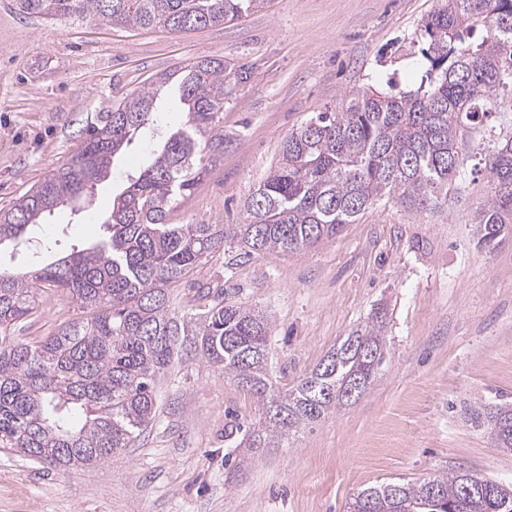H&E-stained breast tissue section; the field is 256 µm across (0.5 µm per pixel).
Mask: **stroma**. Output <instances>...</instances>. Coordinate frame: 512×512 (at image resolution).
<instances>
[{"instance_id": "35a3bbf8", "label": "stroma", "mask_w": 512, "mask_h": 512, "mask_svg": "<svg viewBox=\"0 0 512 512\" xmlns=\"http://www.w3.org/2000/svg\"><path fill=\"white\" fill-rule=\"evenodd\" d=\"M436 0H264L224 25L171 33L79 19L20 15L0 0V207L77 154L85 130L131 91L197 59L247 65L249 80L224 107V159L175 216L186 224H237L241 206L274 167L285 136L353 95L416 77V33ZM161 121L117 154L109 176L76 207L41 225L14 267L27 270L96 244L98 222L127 177L152 161L167 130L184 121L177 93L158 102ZM512 110L468 137L467 175L440 207L396 202L295 254L215 255L176 288L183 310L208 307L223 284L273 326L269 376L290 389L377 308L387 310L388 354L355 403L301 431L284 448L224 465V431L251 423L260 406L223 370L190 358L160 385L151 427L106 462L60 474L0 448V512H347L363 489L468 470L512 483V453L495 448L472 409L512 400V231L494 247L472 224L487 193L484 159ZM55 294L17 334L47 332L80 316Z\"/></svg>"}]
</instances>
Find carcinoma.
Wrapping results in <instances>:
<instances>
[{"label": "carcinoma", "mask_w": 512, "mask_h": 512, "mask_svg": "<svg viewBox=\"0 0 512 512\" xmlns=\"http://www.w3.org/2000/svg\"><path fill=\"white\" fill-rule=\"evenodd\" d=\"M14 2L19 14L45 20L76 16L181 32L232 22L263 0ZM420 38L418 86L390 78L345 111L319 112L289 133L277 165L243 202L240 224L172 220L176 201L224 157V105L248 79V68L218 58L190 62L128 94L88 129L79 154L0 208V246L27 243L55 210L106 178L134 135L156 125L157 100L177 80L186 121L112 199L101 219L108 237L26 271L0 263V448L63 473L98 465L147 430L161 381L185 356L223 369L263 403L258 422L224 432L230 467L244 464L238 448H278L345 405L347 383L357 379L367 389L386 354L380 310L281 394L269 382L273 327L264 313L210 288L205 311L181 315L173 295L228 244L243 259L300 252L384 199L423 208L441 198L463 172L464 136L489 127L498 97L512 95V0H439ZM485 169L488 192L475 224L479 243L489 246L512 224V134L497 139ZM51 290L85 314L45 336H14ZM472 420L512 452V401L489 403ZM348 512H512V486L458 471L367 488Z\"/></svg>", "instance_id": "1"}]
</instances>
